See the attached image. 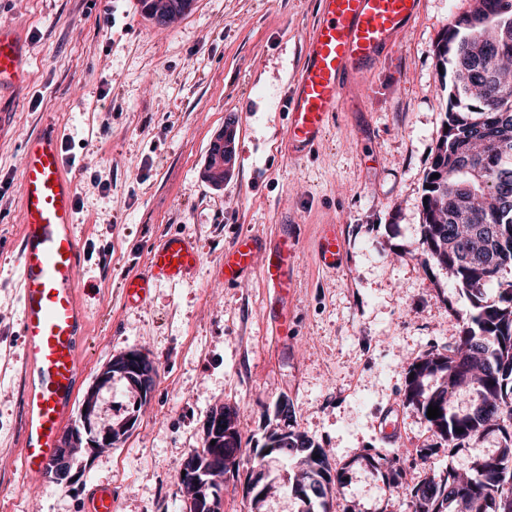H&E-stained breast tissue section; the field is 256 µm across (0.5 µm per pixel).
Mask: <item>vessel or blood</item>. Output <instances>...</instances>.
I'll use <instances>...</instances> for the list:
<instances>
[{
    "label": "vessel or blood",
    "mask_w": 512,
    "mask_h": 512,
    "mask_svg": "<svg viewBox=\"0 0 512 512\" xmlns=\"http://www.w3.org/2000/svg\"><path fill=\"white\" fill-rule=\"evenodd\" d=\"M421 0H318V18L304 44L288 100V156L300 160L322 141L344 105L348 80L368 74L377 59L394 52L396 36L414 22ZM29 43L19 21L0 19V91L22 89L28 80ZM64 134L47 122L25 140L19 181L21 215L18 251L19 334L25 348L20 466L29 477L52 464L57 440L77 402L79 352L88 316L79 298L83 249L75 234L76 189L64 155ZM299 242L290 225L273 241L250 234L224 250L221 276L238 283L258 273L278 303L271 311L277 335L288 333V290ZM342 244L326 225L321 263L335 267ZM189 234H170L150 250L146 270L122 284L125 306L137 307L158 283H181L199 265ZM82 512H114L112 487L95 484Z\"/></svg>",
    "instance_id": "1"
}]
</instances>
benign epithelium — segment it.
Wrapping results in <instances>:
<instances>
[{"mask_svg": "<svg viewBox=\"0 0 512 512\" xmlns=\"http://www.w3.org/2000/svg\"><path fill=\"white\" fill-rule=\"evenodd\" d=\"M190 4L185 0H153L149 17L160 23L176 13H185ZM235 125L224 127L211 144L205 175L214 186H221L232 173L235 162ZM157 377V369L152 361L142 352L131 349L120 352L111 358L100 372L95 384L83 397L81 423L64 431L58 442L57 453L45 479L59 485L73 482L72 473L76 453L86 450L95 453L102 448H110L122 442L135 428L137 415L132 413L109 428L97 426L99 395L115 379L125 380L139 395L147 397L152 391ZM224 410L208 413L203 428L209 440L217 444L224 443ZM212 456L205 453L200 457L187 459L179 466L185 476L179 477L180 485L193 490L194 495L187 501L192 512H222V492L211 486L206 475L210 471Z\"/></svg>", "mask_w": 512, "mask_h": 512, "instance_id": "obj_1", "label": "benign epithelium"}]
</instances>
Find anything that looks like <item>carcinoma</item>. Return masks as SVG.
Returning a JSON list of instances; mask_svg holds the SVG:
<instances>
[{"mask_svg":"<svg viewBox=\"0 0 512 512\" xmlns=\"http://www.w3.org/2000/svg\"><path fill=\"white\" fill-rule=\"evenodd\" d=\"M434 54L450 74L448 110L432 157L422 201L420 248L425 267L448 272V278L467 295L472 309L456 313L460 325L454 344L431 350L410 368L405 402L422 414L428 407L441 415L428 419L437 437L452 454L475 451L473 474L448 468L411 486L407 512H512V93L504 96L496 80L512 64V0H474L471 11L455 16L435 43ZM473 156L474 173L457 172L459 156ZM439 174L436 179L433 174ZM470 182L471 194L460 184ZM497 286L494 299L486 289ZM458 390L477 394L476 405L459 412L449 396ZM224 467L239 470L242 434L237 411L224 413ZM502 435L496 450L478 448L492 429ZM293 463L287 489L326 499L339 476L321 446L288 424L266 436L252 467L270 454Z\"/></svg>","mask_w":512,"mask_h":512,"instance_id":"1","label":"carcinoma"}]
</instances>
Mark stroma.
Returning a JSON list of instances; mask_svg holds the SVG:
<instances>
[{
  "label": "stroma",
  "instance_id": "1",
  "mask_svg": "<svg viewBox=\"0 0 512 512\" xmlns=\"http://www.w3.org/2000/svg\"><path fill=\"white\" fill-rule=\"evenodd\" d=\"M316 2L194 0L156 25L141 0H0V19L22 21L32 44L28 88L0 95L12 115L0 137V512H81L92 483L111 485L116 512H184L177 469L220 404L237 407L253 447L274 425L276 402L289 400L296 427L327 448L339 475L330 512H405L384 449L411 484L448 466L470 470L472 450L436 451L404 391L414 359L453 344L455 314L469 306L445 270L425 268L419 241L448 109L434 44L472 0H423L396 53L350 80L322 145L294 161L285 106ZM230 117L236 162L217 187L204 169ZM49 118L68 138L85 246L80 387L126 350L158 367L147 401L122 381L102 391L100 421L132 411L138 421L117 446L79 453L71 487L20 471L21 145ZM283 224L294 225L300 255L280 336L259 277L222 284L218 262L239 233L270 240ZM328 224L344 244L333 271L318 257ZM174 231L194 236L200 267L126 308L124 279Z\"/></svg>",
  "mask_w": 512,
  "mask_h": 512
}]
</instances>
